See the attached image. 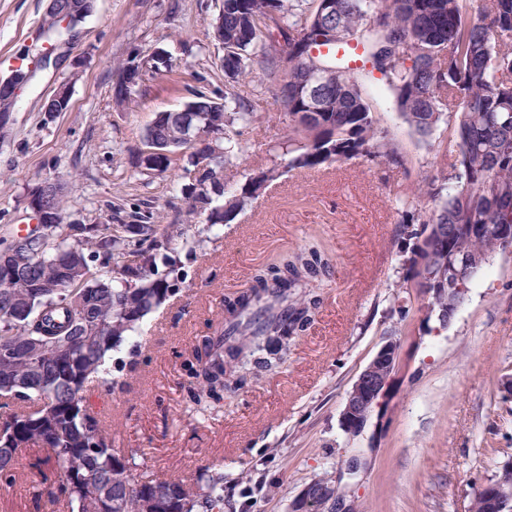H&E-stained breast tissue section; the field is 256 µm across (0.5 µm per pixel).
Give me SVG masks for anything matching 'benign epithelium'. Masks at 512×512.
I'll list each match as a JSON object with an SVG mask.
<instances>
[{"instance_id":"benign-epithelium-1","label":"benign epithelium","mask_w":512,"mask_h":512,"mask_svg":"<svg viewBox=\"0 0 512 512\" xmlns=\"http://www.w3.org/2000/svg\"><path fill=\"white\" fill-rule=\"evenodd\" d=\"M95 0H66L63 12L56 13L55 0H49L42 22L44 27L57 24L67 31V37L61 42L47 41L49 48L38 60L36 67L28 68L23 73L12 72L8 77H0V136L4 135L10 125L11 112L21 89L34 77L35 68L46 69L58 66L66 57L73 40L78 38V27L94 10ZM160 54L153 50L141 54L132 63L139 76L156 71ZM72 96V81L64 80L56 85L51 95L44 102L46 112H66ZM172 152L164 144L145 143L141 153V163L146 168L160 171ZM60 183L48 182L34 189L28 206L37 215L41 224H59L63 216L54 208L52 198L58 194ZM32 237L25 235L13 239L10 245L0 250V264L15 267L13 257L16 252L27 249ZM483 256L475 255L461 263L463 274L443 282L442 291L448 297V308H427L426 315L438 314V318L451 320L462 305L466 290L463 277H473L479 272ZM402 365L401 346L396 341L385 342L360 372L347 393L340 421L343 430L349 434H361L372 416L381 419L387 405L391 385ZM481 491L491 505L492 512H512V460L502 465L498 476L485 482ZM320 496L315 483H309L293 504V512H310Z\"/></svg>"}]
</instances>
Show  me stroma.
Returning <instances> with one entry per match:
<instances>
[{"label": "stroma", "instance_id": "obj_1", "mask_svg": "<svg viewBox=\"0 0 512 512\" xmlns=\"http://www.w3.org/2000/svg\"><path fill=\"white\" fill-rule=\"evenodd\" d=\"M44 7L45 0H0V77L19 65L36 69L0 138V240L32 218L28 192L55 180L63 184L61 235L74 224L140 217L173 233L176 264L159 274L177 294L144 317L141 350L123 345L124 368L92 391L116 447L138 449L161 479L223 470L224 512H289L320 478L335 487L342 512H471L475 484L512 459V255L481 270L448 325L422 320V296L399 290L414 241L400 232L403 206L385 185L415 189L452 173L457 152L447 131L419 140L378 74H364L378 125L400 142L406 167L385 173L359 157L292 170L233 219L211 225L190 214L180 191L183 159L163 174L141 171L138 160L158 113L181 109L198 91L223 97L224 50L213 36L223 0H96L70 59L54 70L36 67L46 50L38 36ZM153 48L167 52L169 70L118 103L120 66ZM75 59L69 110L44 111ZM242 92L254 118L232 131L240 150L224 165L229 191L276 164L288 135L274 85L255 73ZM314 239L326 245L330 268L286 363L193 415L183 363L223 322L225 297L249 288L270 257ZM391 339L408 362L385 423L350 436L340 425L346 395ZM30 462L22 453L13 480H0V512H37Z\"/></svg>", "mask_w": 512, "mask_h": 512}]
</instances>
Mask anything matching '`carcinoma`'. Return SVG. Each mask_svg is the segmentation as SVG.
I'll use <instances>...</instances> for the list:
<instances>
[{"label":"carcinoma","instance_id":"obj_1","mask_svg":"<svg viewBox=\"0 0 512 512\" xmlns=\"http://www.w3.org/2000/svg\"><path fill=\"white\" fill-rule=\"evenodd\" d=\"M332 13L318 0H224L223 67L228 91L221 109L204 93L191 112L167 111L145 136L182 138L194 125L216 126L218 163L200 174L187 159L191 210L216 224L256 198L243 186L227 192L219 166L236 154L230 129L253 119L235 91L256 65L277 89L288 114L281 163L258 174L269 183L280 168L312 170L365 157L378 169L404 165L399 142L381 129L358 71L337 51L362 47L371 71L392 93L397 112L426 141L445 122L442 95L455 102L452 136L458 148L454 175L435 178L426 192L435 206L404 211L400 223L420 225L406 260L411 275L402 288H438L453 277L462 257L492 254L512 236V0H335ZM56 224L37 232L29 263L12 275L0 267V409L34 401L0 424V478L9 479L16 452L42 450L33 467L43 473L38 493L54 512H224V472L205 470L193 480H160L138 473L131 448L112 447V437L87 403L106 361L121 349L143 318L173 289L149 278L157 262L169 264L167 238L154 224L135 237L131 253L141 265L121 266V280L91 272L86 251L120 256L127 243L105 230L67 244ZM69 263L70 274L62 273ZM328 267L324 251L305 245L254 275V285L225 305L224 331L206 336L196 353L206 367L188 375L187 398L196 412L222 398L226 370L255 375L278 365L283 340L293 342L319 304L316 290ZM92 277H87L88 273Z\"/></svg>","mask_w":512,"mask_h":512}]
</instances>
